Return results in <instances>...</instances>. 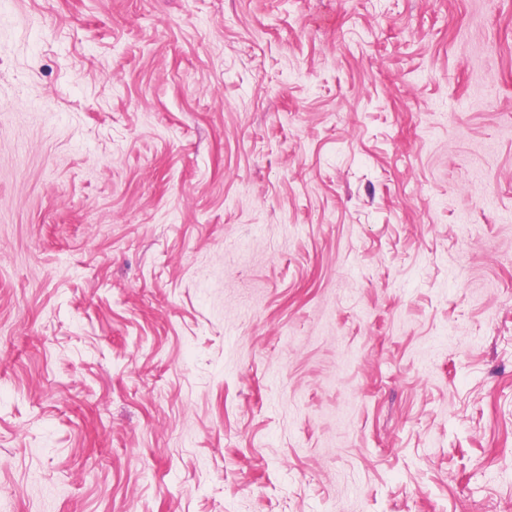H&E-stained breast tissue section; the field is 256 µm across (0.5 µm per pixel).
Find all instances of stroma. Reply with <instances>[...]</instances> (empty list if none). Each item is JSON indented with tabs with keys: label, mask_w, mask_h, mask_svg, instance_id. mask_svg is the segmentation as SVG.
<instances>
[{
	"label": "stroma",
	"mask_w": 512,
	"mask_h": 512,
	"mask_svg": "<svg viewBox=\"0 0 512 512\" xmlns=\"http://www.w3.org/2000/svg\"><path fill=\"white\" fill-rule=\"evenodd\" d=\"M0 512H512V0H0Z\"/></svg>",
	"instance_id": "stroma-1"
}]
</instances>
